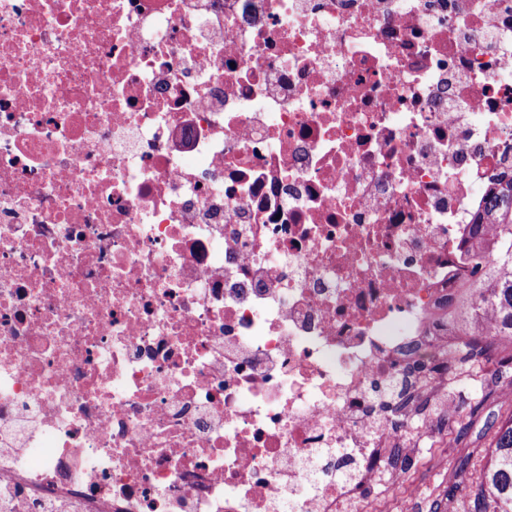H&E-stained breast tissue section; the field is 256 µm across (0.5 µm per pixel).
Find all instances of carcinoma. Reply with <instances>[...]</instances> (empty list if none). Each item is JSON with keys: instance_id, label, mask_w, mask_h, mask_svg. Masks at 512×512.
Masks as SVG:
<instances>
[{"instance_id": "obj_1", "label": "carcinoma", "mask_w": 512, "mask_h": 512, "mask_svg": "<svg viewBox=\"0 0 512 512\" xmlns=\"http://www.w3.org/2000/svg\"><path fill=\"white\" fill-rule=\"evenodd\" d=\"M465 263L477 304H466L456 321L460 360L475 357L473 336L490 322L494 342L512 351V180L499 182L484 198L482 212L463 241ZM470 512H512V418L494 433L487 462L477 477Z\"/></svg>"}]
</instances>
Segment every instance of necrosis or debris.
<instances>
[{
  "label": "necrosis or debris",
  "mask_w": 512,
  "mask_h": 512,
  "mask_svg": "<svg viewBox=\"0 0 512 512\" xmlns=\"http://www.w3.org/2000/svg\"><path fill=\"white\" fill-rule=\"evenodd\" d=\"M512 0H0V512H407Z\"/></svg>",
  "instance_id": "4bbe7bcc"
}]
</instances>
